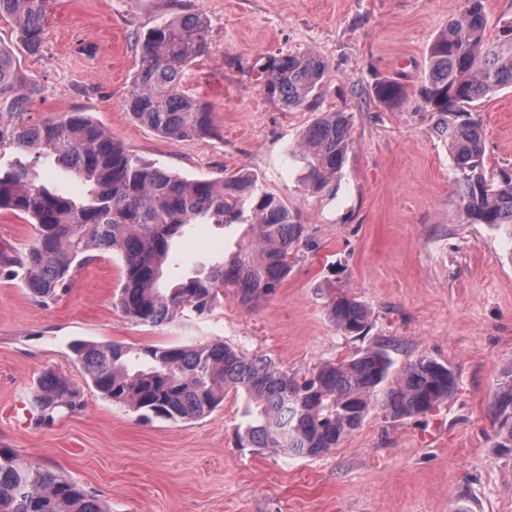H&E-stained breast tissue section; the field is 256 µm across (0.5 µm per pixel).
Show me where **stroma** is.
Wrapping results in <instances>:
<instances>
[{
	"instance_id": "stroma-1",
	"label": "stroma",
	"mask_w": 512,
	"mask_h": 512,
	"mask_svg": "<svg viewBox=\"0 0 512 512\" xmlns=\"http://www.w3.org/2000/svg\"><path fill=\"white\" fill-rule=\"evenodd\" d=\"M205 19L210 51L181 84L207 105L210 135L172 139L124 107L141 65L138 35L179 8ZM465 0H51L42 48L28 54L0 20L37 93L25 110L39 124L83 112L130 153L183 177L249 172L304 226L298 256L276 294L172 323H132L115 308L121 259L80 267L55 302L32 298L0 269V448L75 482L111 512H512V447H501L493 396L512 364V224H467L455 164L437 118L417 90L428 48ZM314 53L327 65L320 108H288L264 89L269 61ZM407 98L381 104L376 78ZM347 113L352 147L333 189L309 191L299 143L317 111ZM484 171L512 169V88L475 102ZM242 224H189L174 239L168 279L193 275L233 252ZM347 290L368 307L366 335L328 320V294ZM137 345L221 341L303 377L319 362L388 346L397 363L426 356L452 368L453 394L410 418L374 408L339 447L299 458L238 448L244 403L227 396L186 421L142 422L104 397L68 348L71 340ZM63 373L81 406L54 422L13 414L47 369Z\"/></svg>"
}]
</instances>
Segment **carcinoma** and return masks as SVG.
<instances>
[{"instance_id": "carcinoma-1", "label": "carcinoma", "mask_w": 512, "mask_h": 512, "mask_svg": "<svg viewBox=\"0 0 512 512\" xmlns=\"http://www.w3.org/2000/svg\"><path fill=\"white\" fill-rule=\"evenodd\" d=\"M465 11L434 38L428 51L424 107L448 131V150L458 172L459 206L474 224H512V173L486 177L483 131L468 118L473 103L512 87V25L487 43L483 0H466ZM49 0H0V19L16 26L26 50L42 48ZM141 66L125 99L133 118L155 132L189 138L212 132L208 107L181 88L183 69L209 52L207 24L192 13L165 19L138 36ZM326 63L313 53L287 55L266 68L265 90L285 106L312 108ZM23 76L11 50L0 44V152L57 157L86 187L65 196L37 182L23 164L0 172V209L33 220L34 242L22 254L0 251V266L12 269L33 298L47 302L65 293L72 269L96 253L118 254L123 263L116 301L124 316L141 325L168 324L185 310L203 313L224 289L244 305L275 295L298 251L303 228L280 198L255 194L246 172L224 179H188L158 169L129 153L81 112H66L41 124L24 121ZM377 100L395 105L406 96L399 83L378 79ZM351 144L350 120L321 112L305 131L302 149L310 187L322 192L340 173ZM255 199L251 223L259 243H245L207 271L162 285L173 239L187 224H242L245 204ZM336 328L351 336L367 328L366 305L340 289L325 306ZM71 351L93 386L115 403L150 420L205 416L229 394L243 399L246 421L237 430L242 448H281L314 457L335 448L380 406L395 417L426 415L452 394L453 371L426 357L402 366L384 347L324 360L299 380L263 356H248L224 343L135 347L76 340ZM495 395L512 445V368ZM34 403L44 420L77 410L79 392L50 369L39 381ZM0 512H107L79 485L18 453L0 448Z\"/></svg>"}]
</instances>
